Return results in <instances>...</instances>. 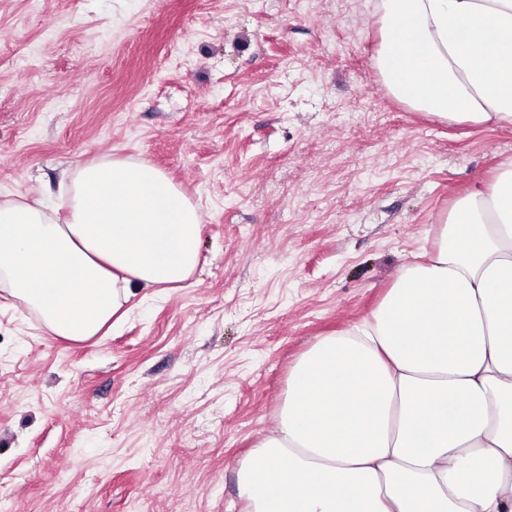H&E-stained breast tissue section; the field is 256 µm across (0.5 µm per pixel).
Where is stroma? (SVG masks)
Listing matches in <instances>:
<instances>
[{
    "label": "stroma",
    "instance_id": "obj_1",
    "mask_svg": "<svg viewBox=\"0 0 512 512\" xmlns=\"http://www.w3.org/2000/svg\"><path fill=\"white\" fill-rule=\"evenodd\" d=\"M374 3L0 0V196L117 155L202 224L191 279L87 342L0 290V512H243L297 359L512 157L390 95Z\"/></svg>",
    "mask_w": 512,
    "mask_h": 512
}]
</instances>
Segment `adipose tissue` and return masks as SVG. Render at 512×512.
Returning a JSON list of instances; mask_svg holds the SVG:
<instances>
[{"instance_id":"adipose-tissue-1","label":"adipose tissue","mask_w":512,"mask_h":512,"mask_svg":"<svg viewBox=\"0 0 512 512\" xmlns=\"http://www.w3.org/2000/svg\"><path fill=\"white\" fill-rule=\"evenodd\" d=\"M376 12L374 66L396 98L512 127V0ZM200 234L164 172L91 161L64 205L0 198V288L86 342L136 292L188 280ZM239 472L246 512H512V159L457 202L368 318L297 360Z\"/></svg>"}]
</instances>
